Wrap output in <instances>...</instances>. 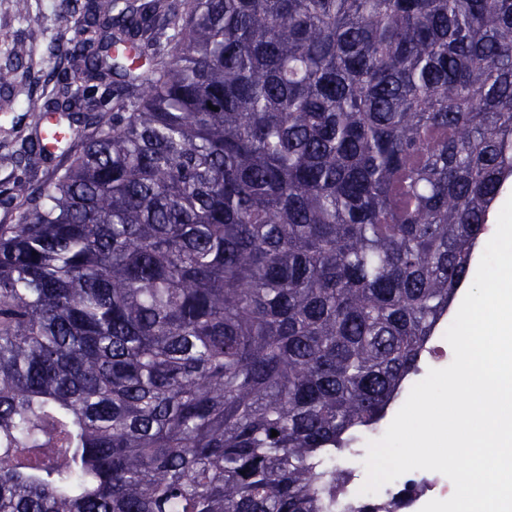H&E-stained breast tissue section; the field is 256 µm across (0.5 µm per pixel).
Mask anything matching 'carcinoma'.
<instances>
[{
    "instance_id": "cac0c4a2",
    "label": "carcinoma",
    "mask_w": 512,
    "mask_h": 512,
    "mask_svg": "<svg viewBox=\"0 0 512 512\" xmlns=\"http://www.w3.org/2000/svg\"><path fill=\"white\" fill-rule=\"evenodd\" d=\"M54 51L63 160L27 178L39 126L0 190V512H323L512 182V0H88Z\"/></svg>"
}]
</instances>
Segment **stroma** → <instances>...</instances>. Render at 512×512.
Masks as SVG:
<instances>
[{
	"instance_id": "obj_1",
	"label": "stroma",
	"mask_w": 512,
	"mask_h": 512,
	"mask_svg": "<svg viewBox=\"0 0 512 512\" xmlns=\"http://www.w3.org/2000/svg\"><path fill=\"white\" fill-rule=\"evenodd\" d=\"M57 4L58 0H29L28 12L21 17L12 0H0V68L10 65L16 42H24L31 51L29 64L15 72L10 91H0V183L17 176L12 157L39 121L37 114L22 111L23 100L30 94L53 97L56 87L49 79L51 72L79 71L53 51L55 43L73 35L70 23L58 17Z\"/></svg>"
}]
</instances>
